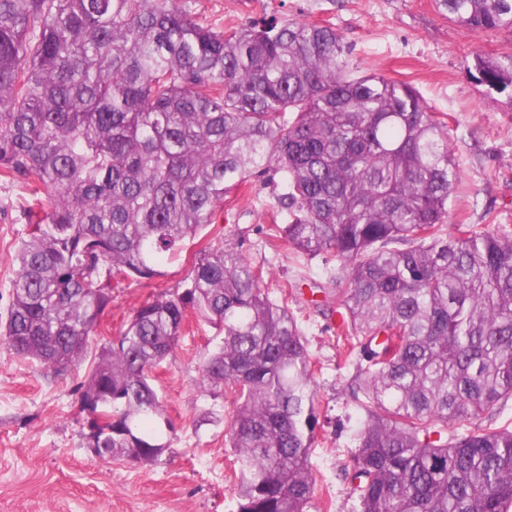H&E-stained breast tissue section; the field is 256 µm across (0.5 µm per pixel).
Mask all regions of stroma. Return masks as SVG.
Instances as JSON below:
<instances>
[{
    "instance_id": "obj_1",
    "label": "stroma",
    "mask_w": 512,
    "mask_h": 512,
    "mask_svg": "<svg viewBox=\"0 0 512 512\" xmlns=\"http://www.w3.org/2000/svg\"><path fill=\"white\" fill-rule=\"evenodd\" d=\"M216 30L262 19L327 23L350 50L354 76L378 74L413 86L444 119L460 183L448 200V225L512 224V100L476 78L475 56L512 53V28L467 31L434 0H182ZM278 177L250 178L224 199L212 224L198 232L174 264L152 279H114L112 301L89 339L90 352L118 336L136 309L179 288L196 259L223 244L261 267L271 298L287 299L302 322L317 394L318 421L309 465L317 481L313 512H360L340 467L351 449L358 408L348 390L344 347L336 323L316 312L335 307L332 256L292 254L272 236L271 204ZM22 182L0 180V314L10 299L18 241L26 230ZM299 284L284 295L283 285ZM214 328L194 322L154 373L168 444L154 463L104 460L86 445L88 415L80 384L67 374L18 356L0 341V512H236L233 454L226 434L231 396L199 388L200 368L218 343Z\"/></svg>"
}]
</instances>
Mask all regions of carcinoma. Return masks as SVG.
<instances>
[{"instance_id":"obj_1","label":"carcinoma","mask_w":512,"mask_h":512,"mask_svg":"<svg viewBox=\"0 0 512 512\" xmlns=\"http://www.w3.org/2000/svg\"><path fill=\"white\" fill-rule=\"evenodd\" d=\"M466 30L512 28V0H435ZM512 98V54L478 58ZM279 174L274 237L331 254L349 389L342 471L361 512H512V224L444 229L459 169L409 84L355 77L326 23L216 31L181 0H0V178L32 196L0 336L65 372L112 279L163 275L224 196ZM223 333L203 392L230 391L237 512H310L318 424L301 322L232 248L136 309L81 383L102 458L168 448L152 372L188 313Z\"/></svg>"}]
</instances>
